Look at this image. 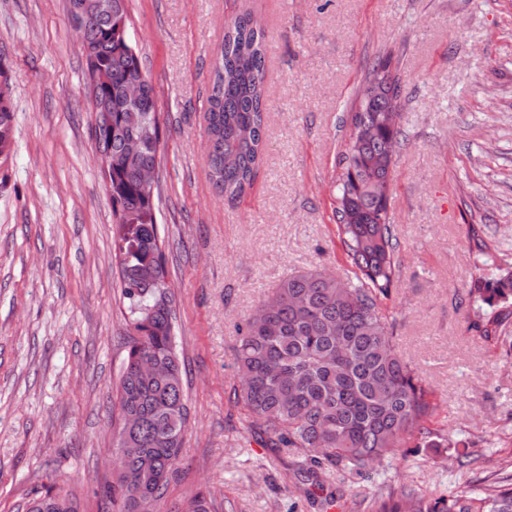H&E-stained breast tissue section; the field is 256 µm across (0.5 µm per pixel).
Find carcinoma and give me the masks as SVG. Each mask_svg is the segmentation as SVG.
Returning a JSON list of instances; mask_svg holds the SVG:
<instances>
[{"label":"carcinoma","mask_w":512,"mask_h":512,"mask_svg":"<svg viewBox=\"0 0 512 512\" xmlns=\"http://www.w3.org/2000/svg\"><path fill=\"white\" fill-rule=\"evenodd\" d=\"M95 64V86L106 111L95 117V142L110 166L114 238L120 288L129 314V341L118 386V420L134 417L114 432L135 452L105 483L117 512H156L177 472L188 422L187 394L174 322L154 196L140 178L161 165L160 125L153 85L139 101L122 95L124 85L144 75L133 46L127 0H112V12L89 14L84 28ZM265 29L249 13L224 26L212 92L205 113L210 141L208 167L214 187L229 200L251 186L265 147ZM401 96L391 61L379 57L351 113L350 141L337 173L338 235L354 279L319 270L294 273L239 328L234 391L265 436L267 447L293 448L305 456L301 484L320 485L339 472L363 477L397 448L418 437L427 448L448 441L430 428L437 406L418 374L397 352L380 312L399 265L398 241L390 224L391 170L400 128L386 124V111ZM10 102L0 103V138L13 135ZM143 138L136 155L127 141ZM470 298L489 308L472 328L484 340L498 338L512 322V269L479 277ZM167 370L147 376L140 362ZM28 512H80L75 494L47 487ZM366 512H512V474L481 489L428 496L407 487L373 495Z\"/></svg>","instance_id":"1"}]
</instances>
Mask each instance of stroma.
Wrapping results in <instances>:
<instances>
[{
  "mask_svg": "<svg viewBox=\"0 0 512 512\" xmlns=\"http://www.w3.org/2000/svg\"><path fill=\"white\" fill-rule=\"evenodd\" d=\"M131 37L160 113L159 211L177 300L175 340L190 425L165 498L218 512H364V497L480 486L454 449L390 453L370 479L334 476L305 496L298 459L272 453L242 405L238 325L289 274L350 266L336 226V163L373 59L403 81L389 193L399 273L381 313L430 390L433 426L479 462L512 464V324L470 325L472 278L512 264V0H128ZM267 32L266 142L252 186L230 201L206 158L205 112L224 24ZM67 0H0V70L15 111L0 165V512L49 485L102 512L110 419L128 327L116 219L90 127ZM493 249L469 247L471 229Z\"/></svg>",
  "mask_w": 512,
  "mask_h": 512,
  "instance_id": "obj_1",
  "label": "stroma"
}]
</instances>
